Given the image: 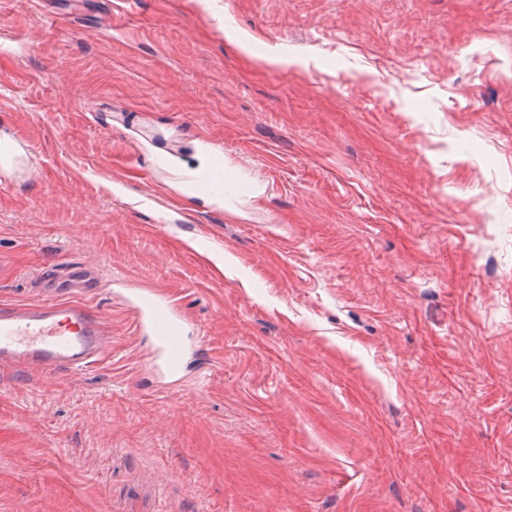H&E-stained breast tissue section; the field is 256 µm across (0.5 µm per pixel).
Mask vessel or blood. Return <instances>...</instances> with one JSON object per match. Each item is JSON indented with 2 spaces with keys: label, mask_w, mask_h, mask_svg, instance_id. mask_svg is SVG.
<instances>
[{
  "label": "vessel or blood",
  "mask_w": 512,
  "mask_h": 512,
  "mask_svg": "<svg viewBox=\"0 0 512 512\" xmlns=\"http://www.w3.org/2000/svg\"><path fill=\"white\" fill-rule=\"evenodd\" d=\"M124 300L157 364L178 377L195 353L185 317L174 303L152 293L131 292ZM111 336L104 317L82 302L50 297L25 307L0 305V367L22 375L87 370L101 360Z\"/></svg>",
  "instance_id": "1"
}]
</instances>
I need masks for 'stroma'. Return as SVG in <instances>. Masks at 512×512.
I'll return each instance as SVG.
<instances>
[{"mask_svg": "<svg viewBox=\"0 0 512 512\" xmlns=\"http://www.w3.org/2000/svg\"><path fill=\"white\" fill-rule=\"evenodd\" d=\"M14 137L0 301L96 264L112 343L0 375V512H512V0H0ZM124 301L134 313L138 331L148 338L157 364L177 378L195 353L186 336L185 317L174 303L152 293L129 292Z\"/></svg>", "mask_w": 512, "mask_h": 512, "instance_id": "35a3bbf8", "label": "stroma"}]
</instances>
